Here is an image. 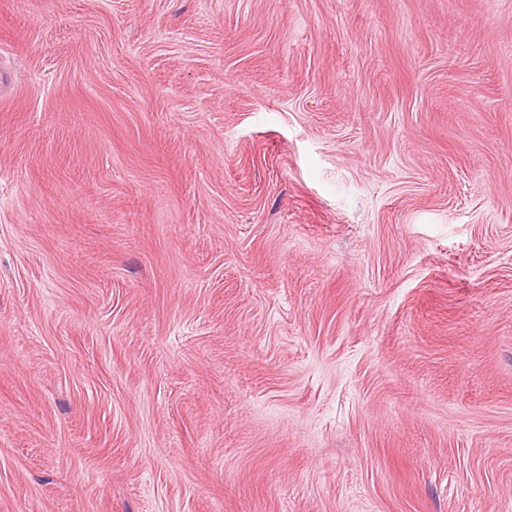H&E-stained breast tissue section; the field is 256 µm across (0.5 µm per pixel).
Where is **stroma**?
<instances>
[{"label":"stroma","instance_id":"obj_1","mask_svg":"<svg viewBox=\"0 0 512 512\" xmlns=\"http://www.w3.org/2000/svg\"><path fill=\"white\" fill-rule=\"evenodd\" d=\"M0 512H512V0H0Z\"/></svg>","mask_w":512,"mask_h":512}]
</instances>
